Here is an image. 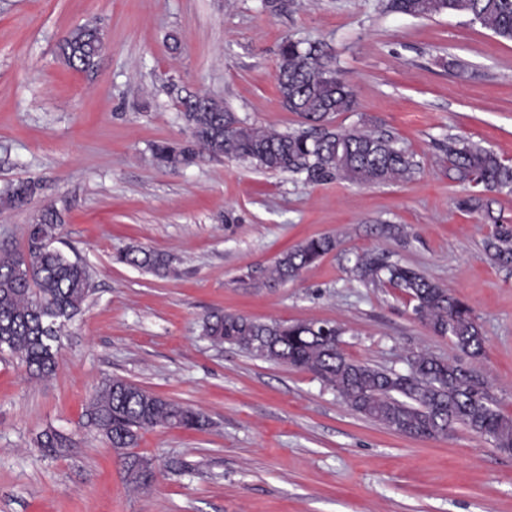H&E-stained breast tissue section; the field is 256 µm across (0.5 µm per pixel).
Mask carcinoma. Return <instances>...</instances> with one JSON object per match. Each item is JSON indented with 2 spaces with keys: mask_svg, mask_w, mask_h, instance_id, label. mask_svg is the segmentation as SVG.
Listing matches in <instances>:
<instances>
[{
  "mask_svg": "<svg viewBox=\"0 0 512 512\" xmlns=\"http://www.w3.org/2000/svg\"><path fill=\"white\" fill-rule=\"evenodd\" d=\"M392 11L412 17L443 13L466 15L502 41L512 42V0H389ZM102 50L98 28L85 24L72 30L60 45L66 66L90 72ZM285 108L311 124V132L295 134L248 125L212 96L201 99L175 93L190 130L185 144L155 143L153 160L165 167H185L205 155L222 156L257 170L299 173L312 184L344 179L359 184L385 183L411 176L413 155L384 134L332 127V119L356 105L353 87L331 64L321 45L302 46L285 37L275 75ZM448 167L456 179L479 188L459 202L497 226L485 244L497 265L512 264V225L494 216L491 193L512 194V164L476 142L450 137L444 146ZM35 184L20 181L0 194V205L24 207ZM58 214L45 209L27 234L22 252H0V353L18 357L37 379L54 375L63 329L92 295L87 264L51 247ZM331 236L307 239L275 262L268 284L296 279L301 272L336 250ZM115 260L156 276L174 272L163 254L130 246ZM353 280L363 285L388 284L415 302L413 313L431 331L447 337L474 359L483 356L485 336L473 310L440 283L415 269L391 263L372 253L356 257ZM344 329L329 321L288 323L260 321L245 315L214 312L202 323V335L229 344L246 354L306 370L330 386L356 413L409 437H439L461 426L512 452V417L490 399L487 383L473 369L428 354L412 355L411 371H393L359 363L340 347ZM87 426L105 437L124 459L127 481L149 486L154 477L148 459L132 454L142 433L157 427L201 431L208 419L189 405L154 394L121 377L105 379L86 408ZM68 439L47 431L38 441L47 453H59Z\"/></svg>",
  "mask_w": 512,
  "mask_h": 512,
  "instance_id": "carcinoma-1",
  "label": "carcinoma"
}]
</instances>
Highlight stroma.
I'll return each mask as SVG.
<instances>
[{
	"mask_svg": "<svg viewBox=\"0 0 512 512\" xmlns=\"http://www.w3.org/2000/svg\"><path fill=\"white\" fill-rule=\"evenodd\" d=\"M283 2L273 12L262 0H0V190L36 185L23 208H0V248L25 250L29 224L54 208L52 245L89 266L94 288L50 380L0 354V512H512V454L461 427L399 435L311 373L201 334L216 311L333 321L351 359L403 372L427 353L478 370L512 416V267L485 257L493 227L460 207L469 188L439 147L455 135L512 160V42L465 16L392 12L388 0ZM90 21L104 34L97 67L70 69L58 46ZM287 35L326 45L353 86L355 109L334 126L394 137L419 164L413 177L311 184L224 158L178 169L153 161L152 144L190 136L174 84L221 99L245 123L305 130L275 83ZM325 234L335 252L265 285L281 253ZM128 246L168 255L174 275L116 263ZM367 252L465 301L483 357L435 335L406 294L354 281L353 261ZM112 376L209 420L201 431L142 434L137 452L155 472L143 489L85 425ZM47 430L69 447L43 453L36 439Z\"/></svg>",
	"mask_w": 512,
	"mask_h": 512,
	"instance_id": "35a3bbf8",
	"label": "stroma"
}]
</instances>
